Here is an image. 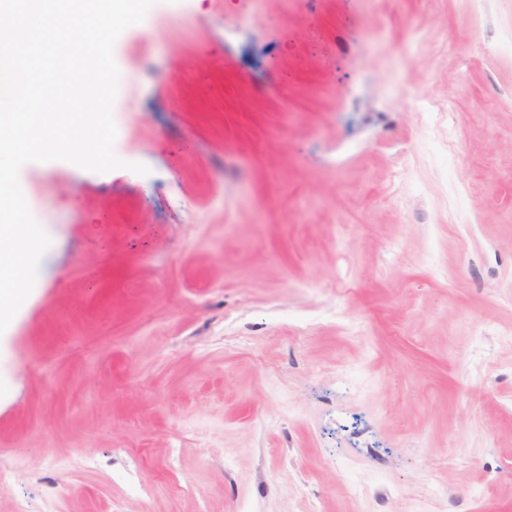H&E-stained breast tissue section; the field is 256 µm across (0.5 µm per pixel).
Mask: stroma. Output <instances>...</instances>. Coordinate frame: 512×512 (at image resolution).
<instances>
[{
	"label": "stroma",
	"mask_w": 512,
	"mask_h": 512,
	"mask_svg": "<svg viewBox=\"0 0 512 512\" xmlns=\"http://www.w3.org/2000/svg\"><path fill=\"white\" fill-rule=\"evenodd\" d=\"M511 33L512 0L125 29L123 167L25 193L50 244L0 334V512H512V343L474 334L512 328ZM377 474L383 507L345 495Z\"/></svg>",
	"instance_id": "1"
}]
</instances>
